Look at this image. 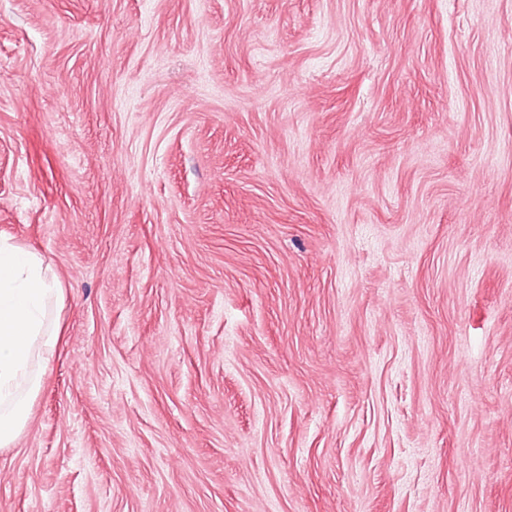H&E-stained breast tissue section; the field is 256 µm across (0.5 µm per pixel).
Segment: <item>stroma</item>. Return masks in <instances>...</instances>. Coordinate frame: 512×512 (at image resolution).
<instances>
[{
	"instance_id": "35a3bbf8",
	"label": "stroma",
	"mask_w": 512,
	"mask_h": 512,
	"mask_svg": "<svg viewBox=\"0 0 512 512\" xmlns=\"http://www.w3.org/2000/svg\"><path fill=\"white\" fill-rule=\"evenodd\" d=\"M0 238V512H512V0H0ZM62 294L35 253L0 240V449L10 448L27 426L58 339L53 312Z\"/></svg>"
}]
</instances>
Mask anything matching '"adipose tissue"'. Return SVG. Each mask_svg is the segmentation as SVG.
Listing matches in <instances>:
<instances>
[{
    "instance_id": "1",
    "label": "adipose tissue",
    "mask_w": 512,
    "mask_h": 512,
    "mask_svg": "<svg viewBox=\"0 0 512 512\" xmlns=\"http://www.w3.org/2000/svg\"><path fill=\"white\" fill-rule=\"evenodd\" d=\"M57 278L33 252L0 240V449L27 426L59 335Z\"/></svg>"
}]
</instances>
